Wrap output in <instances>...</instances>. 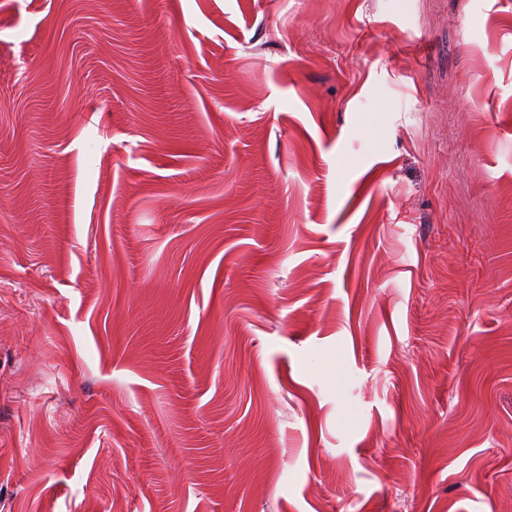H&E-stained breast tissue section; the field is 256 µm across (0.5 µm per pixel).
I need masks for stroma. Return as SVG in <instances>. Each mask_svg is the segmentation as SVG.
<instances>
[{
  "mask_svg": "<svg viewBox=\"0 0 512 512\" xmlns=\"http://www.w3.org/2000/svg\"><path fill=\"white\" fill-rule=\"evenodd\" d=\"M0 512H512V0H0Z\"/></svg>",
  "mask_w": 512,
  "mask_h": 512,
  "instance_id": "1",
  "label": "stroma"
}]
</instances>
